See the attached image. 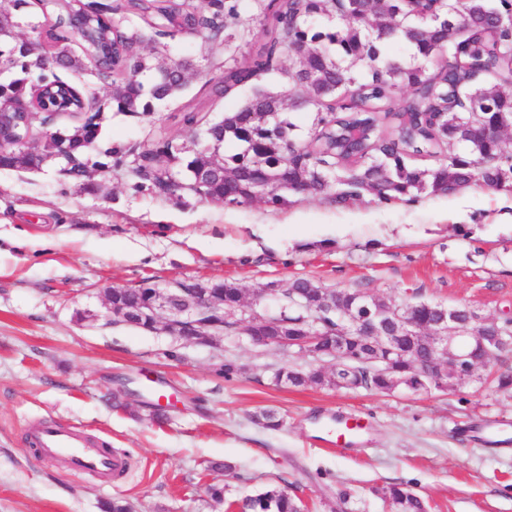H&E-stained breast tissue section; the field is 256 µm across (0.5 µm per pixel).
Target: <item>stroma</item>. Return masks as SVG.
Returning a JSON list of instances; mask_svg holds the SVG:
<instances>
[{
    "label": "stroma",
    "instance_id": "35a3bbf8",
    "mask_svg": "<svg viewBox=\"0 0 512 512\" xmlns=\"http://www.w3.org/2000/svg\"><path fill=\"white\" fill-rule=\"evenodd\" d=\"M170 110H104L98 150L150 145ZM63 167L0 169V512H103L115 497L132 512H239L271 484L302 512H394L380 493L390 483L409 484L429 512H512V396L477 382L452 394L287 386L274 375L309 369L303 353L241 332L189 344L105 324L102 306L105 288L145 280L228 279L250 299L312 278L501 319L512 315V192L228 209L99 172L92 194ZM227 360L240 369L230 381ZM161 392L172 404L158 422L148 404ZM263 409L280 430L254 422ZM340 418L363 420L356 443L337 438ZM46 422L107 441L127 472L104 486L41 461L28 433Z\"/></svg>",
    "mask_w": 512,
    "mask_h": 512
}]
</instances>
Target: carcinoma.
I'll return each mask as SVG.
<instances>
[{
    "instance_id": "carcinoma-1",
    "label": "carcinoma",
    "mask_w": 512,
    "mask_h": 512,
    "mask_svg": "<svg viewBox=\"0 0 512 512\" xmlns=\"http://www.w3.org/2000/svg\"><path fill=\"white\" fill-rule=\"evenodd\" d=\"M49 28L23 13L27 0H0V113L15 116V103H27L25 120L0 124L7 146L0 168L35 169L61 152L63 171L82 178L93 171L126 178L138 193L192 196L236 208L261 201L278 208L297 194L299 182L310 197L327 196L337 203L369 193L382 203L414 202L424 194H450L480 184L512 190V153L492 129L512 118V0H251L242 16L237 0H209L205 13L196 0H142L112 4L75 0H38ZM338 23L315 27L320 19ZM81 22L90 37L80 52L71 42ZM29 27L32 41L23 48L17 33ZM200 37L226 45L224 59H207L200 94L167 116L183 136L161 129L151 146L113 147L94 160L91 152L101 134L100 114L151 112L160 102L180 97L187 75L201 69L191 59L161 60L138 52L156 37ZM408 44V60L388 55L391 40ZM80 74L102 60L98 74L112 79L113 93L103 102L89 99L76 85L49 67ZM292 66H283L284 60ZM281 76L296 94L285 97L266 86ZM246 90L248 105L211 119L216 101ZM313 113L312 133L300 140L294 113ZM59 116L76 119L56 132H35ZM349 127H359L363 141L353 150L343 144ZM462 143L466 152L453 153ZM232 150H224V145ZM434 157V167L412 163ZM224 310L240 311L244 292L237 284L213 280ZM160 286L143 282L137 288H113V302L122 314L112 323L140 331L153 329L147 317ZM326 287L297 279L281 294L282 308L271 331L296 339L318 321L323 333L320 360L342 349L334 371H303L285 364L276 380L293 386L363 389L388 394L403 385L412 391L439 389L451 381L423 385L415 362L425 355V337L406 335L395 351L375 349L361 336H342L336 312L323 307ZM441 318L436 304L415 310V319L431 325ZM468 352L494 369L490 384L512 390V367L500 356L489 357L476 344ZM262 427L277 430L282 421L272 410L254 416ZM395 512H426V502L405 484L381 489ZM242 512H299L295 499L279 487L243 501Z\"/></svg>"
}]
</instances>
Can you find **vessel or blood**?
<instances>
[{
  "mask_svg": "<svg viewBox=\"0 0 512 512\" xmlns=\"http://www.w3.org/2000/svg\"><path fill=\"white\" fill-rule=\"evenodd\" d=\"M30 439L42 460L58 462L76 475L93 474L109 482L125 468L124 458L108 442L87 441L72 428L43 424L31 430Z\"/></svg>",
  "mask_w": 512,
  "mask_h": 512,
  "instance_id": "obj_1",
  "label": "vessel or blood"
}]
</instances>
